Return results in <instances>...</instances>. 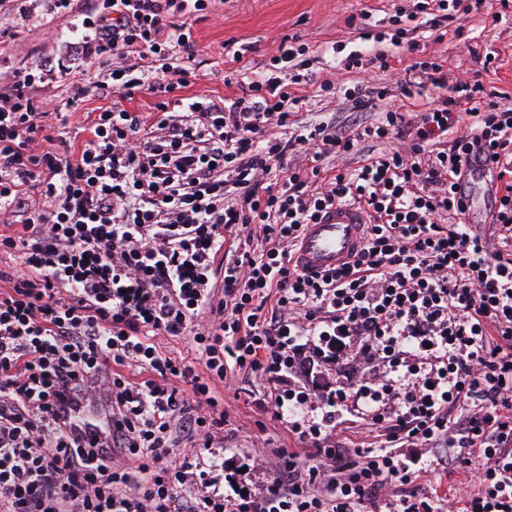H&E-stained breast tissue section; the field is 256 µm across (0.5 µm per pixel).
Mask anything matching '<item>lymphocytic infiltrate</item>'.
I'll list each match as a JSON object with an SVG mask.
<instances>
[{
    "label": "lymphocytic infiltrate",
    "instance_id": "f902f5d3",
    "mask_svg": "<svg viewBox=\"0 0 512 512\" xmlns=\"http://www.w3.org/2000/svg\"><path fill=\"white\" fill-rule=\"evenodd\" d=\"M216 0H94L70 18L82 77L47 106L32 62L0 93V512H512V108L480 82L420 61L437 97L351 129L283 136L308 83L305 44L283 40L271 73L238 67L237 96L183 91L197 47L191 20ZM485 0H417L425 27L466 19ZM96 91L78 150L69 108ZM155 97L150 113L129 109ZM55 117L56 135L43 120ZM464 133L449 138L455 128ZM394 141L358 167L321 173L328 156ZM506 175L491 234L461 222L455 193L477 145ZM336 204L365 210L352 263L314 276L290 254ZM189 337L193 358L158 337ZM242 377L256 409L299 440L258 447L240 479L204 454L224 445L218 385ZM96 403L110 430L68 419ZM368 408L383 445L338 437L350 404ZM444 448L480 489L441 503L414 489L402 449Z\"/></svg>",
    "mask_w": 512,
    "mask_h": 512
}]
</instances>
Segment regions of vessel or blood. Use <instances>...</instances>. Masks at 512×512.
<instances>
[{
  "label": "vessel or blood",
  "mask_w": 512,
  "mask_h": 512,
  "mask_svg": "<svg viewBox=\"0 0 512 512\" xmlns=\"http://www.w3.org/2000/svg\"><path fill=\"white\" fill-rule=\"evenodd\" d=\"M470 169L477 181L476 189L461 195L469 209L474 207L478 196L491 198L497 194L496 165L487 153L474 151ZM367 222L365 213L353 205L335 206L322 212L316 223L306 225L293 253L294 264L309 274L342 267L361 248Z\"/></svg>",
  "instance_id": "1"
}]
</instances>
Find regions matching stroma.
Returning <instances> with one entry per match:
<instances>
[{
  "mask_svg": "<svg viewBox=\"0 0 512 512\" xmlns=\"http://www.w3.org/2000/svg\"><path fill=\"white\" fill-rule=\"evenodd\" d=\"M407 0H217L214 8L193 24L197 49L190 61L197 82L186 88V95H204L221 101L233 97L224 85V73L232 66V54L240 50L254 77L265 75L284 38L297 35L309 47L311 80L303 88L305 100L292 116L301 125L332 121L350 124L353 111L346 89L385 91L374 108L365 109L362 122L375 119L374 110L383 106L399 108L404 98L398 74L416 60L405 49L393 47L392 28H385L380 47L392 57L388 71L368 69L346 73L332 67L334 51L349 53L356 46L352 20L361 14L381 19L393 6ZM68 18L50 13L43 0H0V87L7 85L14 72L40 60L54 66L64 59L70 38ZM426 55L442 61L449 77H481L490 93L512 96V13L492 21L488 9L472 12L461 22L449 21L443 40L423 39ZM332 88L321 93L323 81ZM224 405L229 418L224 425V445L235 452L250 449L254 440L269 439L272 447L295 448L299 442L280 423L267 421L258 428L253 402L262 392L256 384L239 379L224 388ZM473 490L474 478L468 467L436 468L423 474L417 490L424 494H453L455 489Z\"/></svg>",
  "mask_w": 512,
  "mask_h": 512,
  "instance_id": "obj_1",
  "label": "stroma"
}]
</instances>
